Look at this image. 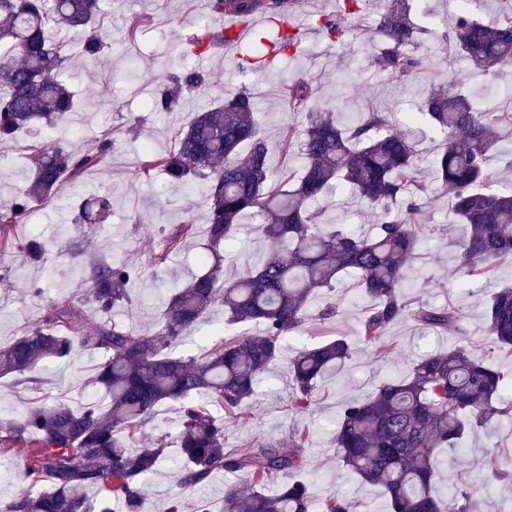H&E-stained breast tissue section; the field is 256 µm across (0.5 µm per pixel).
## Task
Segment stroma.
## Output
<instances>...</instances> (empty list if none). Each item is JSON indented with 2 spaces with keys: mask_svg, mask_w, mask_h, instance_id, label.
Returning a JSON list of instances; mask_svg holds the SVG:
<instances>
[{
  "mask_svg": "<svg viewBox=\"0 0 512 512\" xmlns=\"http://www.w3.org/2000/svg\"><path fill=\"white\" fill-rule=\"evenodd\" d=\"M204 2L107 0L105 25L112 37L111 52L90 62L80 56L75 45L67 46L68 75L85 99L60 136L71 148L81 149L104 131H111L115 147L88 182L111 189L112 219L92 235L80 219L78 208L65 211L59 204L47 203L36 205L25 223L18 225L17 237H41L50 244L51 251L39 266L15 250L0 253V349L27 327L38 324L51 301L83 293L80 267L71 254L74 245L83 240L93 239L109 261L142 270L141 279L131 287L136 313H129L124 305L115 306L110 313L111 318L130 323L141 332L153 331L159 307L172 289L184 286L190 274L203 272L199 258L208 249L201 231L172 254L164 267L153 265L166 234L185 216H193L200 227L204 225L202 187L175 188L158 173L148 180L140 168L145 149L173 151L195 111L205 108L210 100L249 87L259 123L271 135L303 124V115L289 111L277 92L281 82L297 75L314 82L317 106H336V119L343 126L375 110L392 113L395 129H404L406 113L414 110L427 84L451 79L465 81L479 110L512 112V87L506 79L477 73L457 55L451 40L455 26L451 0H407L413 21L426 31L409 51L428 62L426 71L411 83L398 82L372 61L367 38L389 0H370L365 11L351 19L355 34L345 44L328 45L308 30L301 36L300 55L280 62L278 67L247 73L239 67L240 51L236 49L217 47L203 59L186 55V41L199 23L209 22L216 29L222 26L221 20L207 17ZM183 66H201L211 73L214 83L210 90L204 95L187 94L180 111H153L151 98L164 72ZM137 116L143 124L134 132L130 126ZM442 140L441 133L431 130L417 147L423 159L420 177L430 186L422 201V222L427 231L414 264L417 277L406 292L425 304L453 305L462 315V332L449 329L425 336L413 321L403 320L389 328L386 348L366 346L359 331L368 301L353 275H341L336 288L338 316L322 324H306L284 342L285 351L291 354L337 336L345 337L355 347L343 366L321 379L313 411L302 414L289 409L292 382L289 364L283 359L263 372L258 391L249 403L248 419L229 426V442L240 448L280 441L297 430L309 431L312 442L306 450L304 476L314 499L336 493L367 504L371 512H388L380 488L362 483L338 458L334 434L340 407L346 400L371 397L383 382L402 377L423 351L438 344L457 343L463 333L469 338L468 347L474 357L488 360L502 372H512V354L497 350L484 332V311L491 288L512 283V265H500L490 285L457 271L456 248L448 236L449 194L435 185L429 164ZM27 154V141L0 143V205H9L26 186L30 177ZM315 209L320 223L344 224L364 235L375 232L369 207L350 193L321 201ZM231 250L234 258L224 264L228 278L242 264H257L266 244L254 224L247 221ZM35 283L43 289L41 296L30 292ZM96 360V354L81 351L67 359L46 360L36 381H22L15 375L0 379V420L15 417L32 402L77 403L92 397L94 390L88 380ZM463 446V451L442 454L439 486L444 489L459 481L486 484V492L475 500L471 512H495L499 501L512 495V483H488L480 456L482 450L489 449L496 451L501 460L512 462V414L494 418L488 427L469 434ZM144 493L146 512H166L169 499L181 493L171 458H164L157 472L146 480Z\"/></svg>",
  "mask_w": 512,
  "mask_h": 512,
  "instance_id": "1",
  "label": "stroma"
}]
</instances>
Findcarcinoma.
Returning <instances> with one entry per match:
<instances>
[{
    "instance_id": "cac0c4a2",
    "label": "carcinoma",
    "mask_w": 512,
    "mask_h": 512,
    "mask_svg": "<svg viewBox=\"0 0 512 512\" xmlns=\"http://www.w3.org/2000/svg\"><path fill=\"white\" fill-rule=\"evenodd\" d=\"M393 0L371 32L374 64L400 79L421 68L407 52L418 28ZM299 0H205L212 17L265 14L279 19ZM473 0L456 7L455 44L474 68L496 75L512 63V9L489 26L473 14ZM105 0H0V141L21 135L41 139L42 126H63L78 101L62 78L68 55L58 34L76 41L82 56L95 60L106 48L101 21ZM312 26L330 44L342 43L351 29L312 18ZM232 42L229 32L205 25L188 41L186 53L201 56ZM264 62L272 67L281 54L300 52L299 36L274 25ZM211 76L182 67L160 82L152 102L156 112H176L187 92L204 91ZM280 97L294 112L306 113L300 129L278 135L288 153L298 144L304 159L298 172L276 175L269 164L271 141L256 116L253 93L241 89L195 114L181 132L175 151L147 161V171L165 173L172 186H205L210 268L177 289L164 303L151 335L108 317L118 304L132 305L127 292L140 271L94 254L80 264L84 293L51 303L40 324L25 329L0 350V375L32 373L48 358L64 359L82 349L100 354L92 383L99 396L73 407L32 405L0 422V454L26 445L23 478L3 512H145L143 484L155 472L165 443L135 452V443L159 405L178 406L175 436L178 483L184 490L224 473V512H313L307 479H293L276 494L266 493L281 473H303L311 436L255 448H229L225 423L247 416L244 403L255 396L259 374L282 358L283 342L310 320H331L339 313L335 287L341 274L357 278L370 305L361 322V341L381 343L393 324L413 320L428 332L461 321L451 307L412 306L404 291L420 241L419 201L428 187L420 179L416 147L424 128L445 133L432 161L435 180L451 192L448 230L465 224L458 243L461 272L492 278L498 265L512 263V187L497 185L490 167L501 124L512 113L493 118L479 111L455 82L439 85L422 98L418 112L406 118L403 132L391 129L386 112H367L349 127L331 112L311 107L313 89L304 78L284 81ZM112 136L73 151L56 140L36 148L33 177L9 207L0 208V245L15 244L16 226L35 205L61 201L63 189L93 174L112 153ZM349 190L370 207L377 232L357 234L339 224L328 231L317 224L312 205ZM112 216V196L99 188L85 199L82 217L99 228ZM258 224L271 249L258 266L244 267L224 279L225 256L242 220ZM190 217L177 225L154 255L164 265L183 241L194 236ZM38 264L48 243L30 238L19 245ZM322 293L313 311L309 300ZM216 308L230 325L258 324L254 336L224 337L197 356H175L182 337ZM486 334L497 347L512 350V287L492 294L486 310ZM353 346L338 337L299 351L289 361L293 381L290 407L312 410L323 375L344 364ZM512 390V379L470 356L464 342L418 357L408 374L383 383L366 400H348L340 408L334 442L339 458L364 482L384 489L390 512H470L485 485L460 484L439 495L435 484L442 449L456 451L465 432L487 426ZM250 487L242 493L241 484ZM96 496L89 497V491ZM320 512H367L356 501L330 495ZM166 512H209L205 503L170 499Z\"/></svg>"
}]
</instances>
